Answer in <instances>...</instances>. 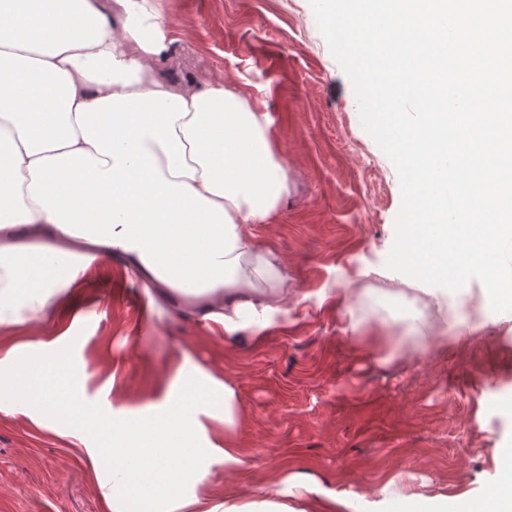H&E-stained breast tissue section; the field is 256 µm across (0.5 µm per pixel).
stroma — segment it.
<instances>
[{"instance_id": "obj_1", "label": "stroma", "mask_w": 512, "mask_h": 512, "mask_svg": "<svg viewBox=\"0 0 512 512\" xmlns=\"http://www.w3.org/2000/svg\"><path fill=\"white\" fill-rule=\"evenodd\" d=\"M177 39L172 56L197 78L238 86L271 119L290 192L256 240L286 261L302 300L254 335L209 331L197 317L148 312L124 263L91 266L45 331L72 330L61 359L83 376L88 407L136 402L181 351L232 379L247 407L241 472L213 471L216 491L264 494L285 470L375 512L388 482L423 495L479 498L495 458L512 448V316L484 306L480 281L423 304L414 285L385 288L401 203L395 167L363 129L351 84L308 0H150ZM410 309L448 331L425 354L390 363L375 351L400 337ZM361 323L348 331L349 317ZM0 512H103L83 454L68 439L0 413Z\"/></svg>"}]
</instances>
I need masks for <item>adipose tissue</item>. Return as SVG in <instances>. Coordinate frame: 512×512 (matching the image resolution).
Returning a JSON list of instances; mask_svg holds the SVG:
<instances>
[{
	"label": "adipose tissue",
	"mask_w": 512,
	"mask_h": 512,
	"mask_svg": "<svg viewBox=\"0 0 512 512\" xmlns=\"http://www.w3.org/2000/svg\"><path fill=\"white\" fill-rule=\"evenodd\" d=\"M148 2L0 0V328L34 323L93 261L115 259L149 300L179 297L228 335L288 314V267L251 231L275 223L289 191L269 116L232 83L179 78ZM80 381L35 364L0 412L20 401L37 427L64 421L107 512H295V492L320 512L347 506L288 472L265 499H217L201 464L245 467L246 407L189 353L120 410L86 407Z\"/></svg>",
	"instance_id": "obj_1"
}]
</instances>
